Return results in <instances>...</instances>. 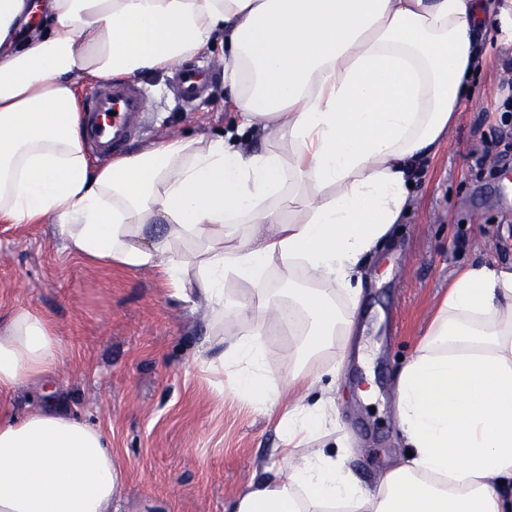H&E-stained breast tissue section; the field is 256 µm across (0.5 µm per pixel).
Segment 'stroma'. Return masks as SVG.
<instances>
[{
    "label": "stroma",
    "instance_id": "obj_1",
    "mask_svg": "<svg viewBox=\"0 0 512 512\" xmlns=\"http://www.w3.org/2000/svg\"><path fill=\"white\" fill-rule=\"evenodd\" d=\"M197 65L213 75L192 103L178 99L172 73L143 79L147 123L130 148L188 134L229 131L224 49ZM512 77V42L490 40L473 100L446 143L426 160L410 209L393 236L369 254L357 311L370 361L347 359L336 379V422L350 445L347 464L375 484L404 453L396 417V375L426 334L456 272L475 262L512 264V157L489 154L493 174L472 155L494 140ZM48 317L62 341L53 378L0 398L21 414L63 407L102 427L124 473L119 512H224L261 475L279 447L272 409L243 402L231 372L194 363L211 332L203 308L171 296L153 272L90 265L65 247L54 224H0V320L20 308Z\"/></svg>",
    "mask_w": 512,
    "mask_h": 512
}]
</instances>
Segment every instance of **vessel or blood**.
Here are the masks:
<instances>
[{"instance_id":"obj_1","label":"vessel or blood","mask_w":512,"mask_h":512,"mask_svg":"<svg viewBox=\"0 0 512 512\" xmlns=\"http://www.w3.org/2000/svg\"><path fill=\"white\" fill-rule=\"evenodd\" d=\"M176 81L184 98L201 95L209 74L203 69L181 70ZM145 92L133 84L104 83L94 91L86 109L84 124L89 145L99 153H111L136 134L144 110Z\"/></svg>"}]
</instances>
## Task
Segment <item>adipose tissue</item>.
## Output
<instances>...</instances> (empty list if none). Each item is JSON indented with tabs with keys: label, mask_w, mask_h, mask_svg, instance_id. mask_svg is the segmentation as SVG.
<instances>
[{
	"label": "adipose tissue",
	"mask_w": 512,
	"mask_h": 512,
	"mask_svg": "<svg viewBox=\"0 0 512 512\" xmlns=\"http://www.w3.org/2000/svg\"><path fill=\"white\" fill-rule=\"evenodd\" d=\"M492 18L512 40V0H0V224L53 222L85 260L153 270L217 318L270 315L300 358L346 357L363 261L447 141ZM217 41L235 132L89 160L88 82L163 73ZM248 131L259 149L240 148ZM232 279L256 298H231ZM264 336L246 330L218 359L203 344L196 362L273 407L280 383L311 382ZM61 357L51 322L17 310L0 322V393ZM332 393L294 401L224 512H512V268L477 263L449 284L398 376L411 455L376 485L346 467L345 440L297 455L335 428ZM122 480L108 435L71 412H0V512H112Z\"/></svg>",
	"instance_id": "adipose-tissue-1"
}]
</instances>
